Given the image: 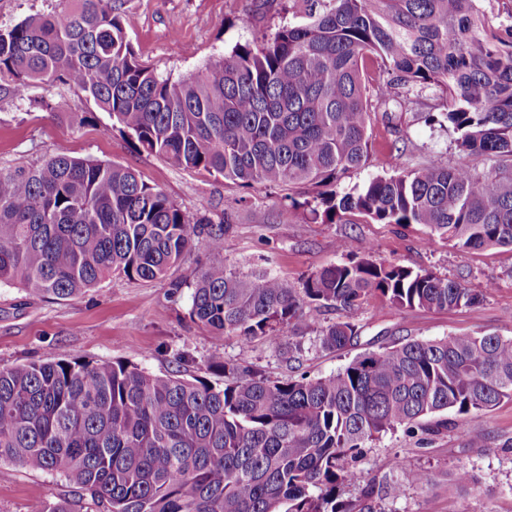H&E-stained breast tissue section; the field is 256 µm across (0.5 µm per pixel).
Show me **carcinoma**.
I'll return each mask as SVG.
<instances>
[{"instance_id":"1","label":"carcinoma","mask_w":512,"mask_h":512,"mask_svg":"<svg viewBox=\"0 0 512 512\" xmlns=\"http://www.w3.org/2000/svg\"><path fill=\"white\" fill-rule=\"evenodd\" d=\"M68 8L0 28V99L38 84L85 95L151 154L245 185L316 191L315 223L363 216L416 224L454 247L512 249V14L482 0H289L300 21L179 81L158 77L129 39V0ZM435 90L456 148L483 169L426 164L338 190L368 162L376 112H407ZM228 226L197 217L120 164L57 151L0 169V286L68 299L120 276L163 280L194 246L208 262L170 288L216 337L317 334L358 342L347 320L369 297L404 310L470 307L480 294L427 270L382 261L374 246L305 278L241 276L224 255ZM344 319L328 325L318 312ZM224 377L152 374L65 357L0 367V460L62 476L104 512H387L396 485L357 467L366 445L448 410L478 416L512 400V338L454 333L353 358L334 374L273 379L245 360ZM353 487L357 495L344 496Z\"/></svg>"}]
</instances>
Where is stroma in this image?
I'll return each mask as SVG.
<instances>
[{
	"label": "stroma",
	"mask_w": 512,
	"mask_h": 512,
	"mask_svg": "<svg viewBox=\"0 0 512 512\" xmlns=\"http://www.w3.org/2000/svg\"><path fill=\"white\" fill-rule=\"evenodd\" d=\"M129 6L135 18L130 39L141 60L174 81L198 74L236 45L256 42L295 20L286 0H130ZM399 130L411 138L413 153H387L386 142ZM371 132L367 166L344 178L342 188L417 166L434 154L451 165H487L484 158L459 153L451 129L427 126L412 112L403 113L395 130L374 120ZM60 148L130 167L176 203L212 223H229L224 254L237 273L264 269L299 287L311 273L340 262L336 241L345 236L356 248L371 242L377 258L459 280L482 299L470 307L437 311L400 310L373 297L351 315L360 332L357 344L331 351L309 334L300 338L301 349L290 361L259 340L247 345L233 336L214 340L190 319L189 289L172 293L169 282L188 278L207 262V253L197 247L162 281L111 277L64 300L0 288V366L62 354L90 362H130L153 374L178 369L219 386L222 376L209 369L215 358L244 357L278 379L319 378L398 339L451 333L512 337L510 248L459 249L441 239L427 241L423 227L364 217L352 224L307 222L290 205L291 199L308 198L307 188H252L181 168L145 151L113 126L107 113L80 101L64 85L36 87L25 100H0V168L38 161ZM357 466L377 479L398 481L400 496L388 502L389 512H512V401L473 418H456L452 428L438 435L401 429L386 434L367 445ZM416 468L428 471V485H408L406 475ZM460 468L475 474L476 489L464 491L452 482L451 473ZM37 500L69 501L72 512H102L88 493L63 477L0 460V512H29Z\"/></svg>",
	"instance_id": "stroma-1"
}]
</instances>
